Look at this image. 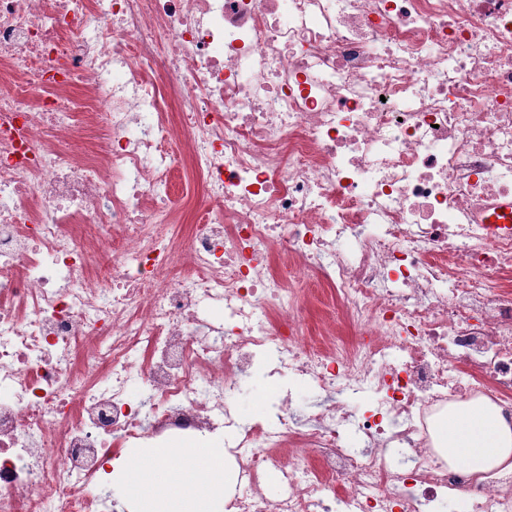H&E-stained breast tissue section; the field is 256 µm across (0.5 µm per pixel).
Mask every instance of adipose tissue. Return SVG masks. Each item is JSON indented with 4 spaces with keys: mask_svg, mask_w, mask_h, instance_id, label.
<instances>
[{
    "mask_svg": "<svg viewBox=\"0 0 512 512\" xmlns=\"http://www.w3.org/2000/svg\"><path fill=\"white\" fill-rule=\"evenodd\" d=\"M439 438L449 465H460L481 476L512 461V425L481 400L449 405ZM181 456L182 468L166 463ZM124 499L134 512H226V453L219 445L139 448L113 462Z\"/></svg>",
    "mask_w": 512,
    "mask_h": 512,
    "instance_id": "ef3b65f1",
    "label": "adipose tissue"
}]
</instances>
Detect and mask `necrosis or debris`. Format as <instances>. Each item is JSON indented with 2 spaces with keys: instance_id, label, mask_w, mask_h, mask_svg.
Here are the masks:
<instances>
[{
  "instance_id": "necrosis-or-debris-1",
  "label": "necrosis or debris",
  "mask_w": 512,
  "mask_h": 512,
  "mask_svg": "<svg viewBox=\"0 0 512 512\" xmlns=\"http://www.w3.org/2000/svg\"><path fill=\"white\" fill-rule=\"evenodd\" d=\"M509 200L512 0H0V512H103L113 438L224 428L231 512H512L435 438L452 402L512 418ZM313 281L353 340L311 334ZM265 353L337 400L239 423Z\"/></svg>"
}]
</instances>
